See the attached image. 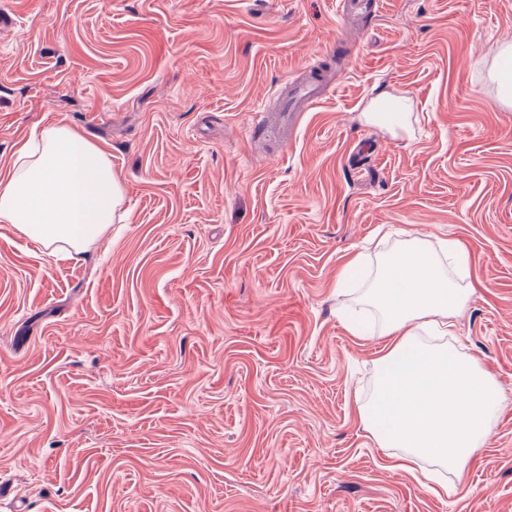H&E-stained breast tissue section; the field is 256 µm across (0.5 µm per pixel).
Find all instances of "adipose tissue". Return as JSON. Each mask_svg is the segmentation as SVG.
<instances>
[{"mask_svg": "<svg viewBox=\"0 0 512 512\" xmlns=\"http://www.w3.org/2000/svg\"><path fill=\"white\" fill-rule=\"evenodd\" d=\"M123 198L109 154L78 130L55 124L21 141L0 172V223L37 243L48 256L74 259L111 228ZM469 253L457 240L436 254L422 239L388 256L371 286L382 315L376 389L355 413L390 467L413 472L432 459L455 477L492 434L500 408L492 376L473 357L421 342L419 332L452 334V319L474 292Z\"/></svg>", "mask_w": 512, "mask_h": 512, "instance_id": "obj_1", "label": "adipose tissue"}]
</instances>
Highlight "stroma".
<instances>
[{"mask_svg": "<svg viewBox=\"0 0 512 512\" xmlns=\"http://www.w3.org/2000/svg\"><path fill=\"white\" fill-rule=\"evenodd\" d=\"M0 0V169L64 122L103 146L122 223L76 260L0 223V512H512V0ZM287 136L255 111L307 66ZM410 106L395 137L361 114ZM471 252L451 336L502 402L455 493L386 468L354 412L368 280L409 235ZM322 81H318L312 77L296 85L290 94L287 103V111L293 112L302 106V112L307 111L310 107L319 101V89Z\"/></svg>", "mask_w": 512, "mask_h": 512, "instance_id": "obj_1", "label": "stroma"}]
</instances>
